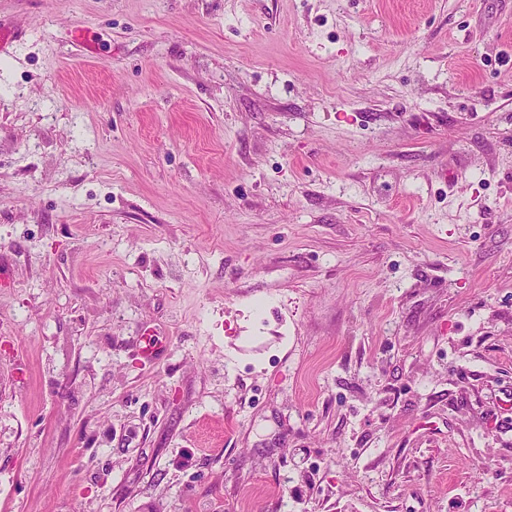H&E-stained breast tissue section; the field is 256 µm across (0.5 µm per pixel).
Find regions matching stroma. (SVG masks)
I'll return each mask as SVG.
<instances>
[{
	"mask_svg": "<svg viewBox=\"0 0 512 512\" xmlns=\"http://www.w3.org/2000/svg\"><path fill=\"white\" fill-rule=\"evenodd\" d=\"M0 26V512H512V0Z\"/></svg>",
	"mask_w": 512,
	"mask_h": 512,
	"instance_id": "1",
	"label": "stroma"
}]
</instances>
